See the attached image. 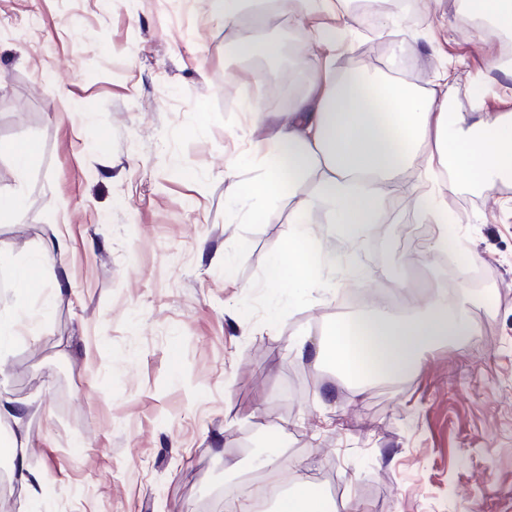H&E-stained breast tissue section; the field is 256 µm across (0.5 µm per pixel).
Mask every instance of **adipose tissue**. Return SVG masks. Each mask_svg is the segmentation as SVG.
<instances>
[{"mask_svg":"<svg viewBox=\"0 0 512 512\" xmlns=\"http://www.w3.org/2000/svg\"><path fill=\"white\" fill-rule=\"evenodd\" d=\"M271 160L246 185L230 183V197L262 205L285 189L312 183V197L296 199L293 228L280 241L272 266L290 283L316 287L311 273L306 214L311 204L327 211L348 243L371 234L388 202L386 188L423 164L431 180L414 207L433 224L444 208L438 166L454 183L493 193L512 177V111L492 117L448 114V93L424 91L395 76L375 77L356 65L336 73L329 60L315 59L308 93L280 113L268 139ZM409 311L372 309L364 317L341 320L328 336L299 339L293 350L363 385L379 375L411 372L418 352L446 339L471 335L472 326L446 298L410 294Z\"/></svg>","mask_w":512,"mask_h":512,"instance_id":"1","label":"adipose tissue"}]
</instances>
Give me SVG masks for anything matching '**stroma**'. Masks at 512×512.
<instances>
[{"label":"stroma","instance_id":"stroma-1","mask_svg":"<svg viewBox=\"0 0 512 512\" xmlns=\"http://www.w3.org/2000/svg\"><path fill=\"white\" fill-rule=\"evenodd\" d=\"M384 2L380 24L344 34L336 71L393 69L429 89L455 70L449 111L512 109V79L492 67L504 39L483 16L462 29L461 0ZM245 29L281 55L230 56ZM312 32L283 11L228 25L211 0L186 14L172 0H0V144L36 146L23 212L0 216V311L18 304L15 264L56 233L69 242L31 281V337L0 365V401L26 406L39 512H224L225 486L273 471L287 486L306 476L335 512H512V179L444 194L474 258L465 278L423 250L439 227L413 207L421 168L357 245L310 207L308 232L344 258L315 265L323 293L272 275L291 199L267 202L265 220L248 201L226 207L225 172L252 179L272 118L309 90L295 45ZM258 93L268 121L254 125L243 105ZM408 284L459 305L472 335L358 399L296 358L297 337Z\"/></svg>","mask_w":512,"mask_h":512}]
</instances>
